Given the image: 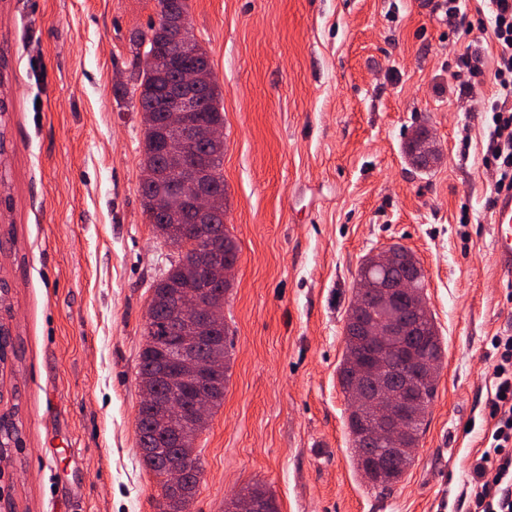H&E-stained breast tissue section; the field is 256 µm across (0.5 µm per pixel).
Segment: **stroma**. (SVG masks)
<instances>
[{
    "instance_id": "35a3bbf8",
    "label": "stroma",
    "mask_w": 512,
    "mask_h": 512,
    "mask_svg": "<svg viewBox=\"0 0 512 512\" xmlns=\"http://www.w3.org/2000/svg\"><path fill=\"white\" fill-rule=\"evenodd\" d=\"M224 112L223 404L196 440L187 512L255 485L279 512H467L493 421L489 340L512 333L490 254L484 74L474 0H187ZM156 0H0V278L13 350L0 512H160L138 447L137 371L153 282L174 256L141 205L132 33ZM430 131L438 161L405 145ZM410 249L445 355L413 463L389 491L355 468L337 377L362 259Z\"/></svg>"
}]
</instances>
